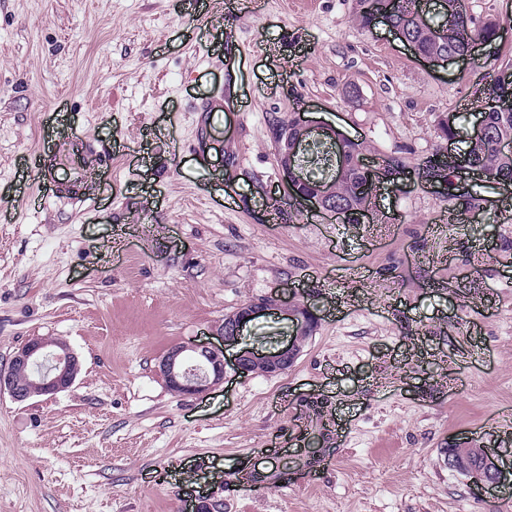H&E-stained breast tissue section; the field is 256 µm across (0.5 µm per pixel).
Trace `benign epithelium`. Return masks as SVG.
<instances>
[{
    "label": "benign epithelium",
    "mask_w": 512,
    "mask_h": 512,
    "mask_svg": "<svg viewBox=\"0 0 512 512\" xmlns=\"http://www.w3.org/2000/svg\"><path fill=\"white\" fill-rule=\"evenodd\" d=\"M328 135L336 137L335 130L301 119L294 121L290 136L285 138V147L278 154L282 184L286 190L295 184L303 187L301 191L290 190L289 201L298 206L332 213L348 223L361 224L364 215L328 204L334 179L308 180L294 163L299 150L307 143ZM373 171L374 175L367 184V190L373 196L384 180H392L401 191L415 184L414 174L406 170L388 173L377 166ZM269 311H280L288 316L291 323L289 336L276 341L273 348L261 353L254 347L241 346L243 328L259 314ZM315 326L316 317L308 303L289 301L276 293L244 305L222 324L220 335L224 346L240 347L232 363H226L224 351L220 348L187 343L170 349L161 358L158 369L172 391L186 395L202 394L223 383L228 365L236 374L244 377L250 375L256 365L263 366L268 374L281 373L288 370L299 357L304 341L313 333ZM80 370L78 355L64 339L37 337L18 347L8 368L0 370V394L6 393L19 403L35 396L53 398L74 384ZM480 450L482 465L478 469L469 468L464 459L452 453L447 455L446 465L463 472L472 490L483 495L500 484L506 468L496 451L484 446Z\"/></svg>",
    "instance_id": "benign-epithelium-1"
}]
</instances>
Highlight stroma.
<instances>
[{"label": "stroma", "mask_w": 512, "mask_h": 512, "mask_svg": "<svg viewBox=\"0 0 512 512\" xmlns=\"http://www.w3.org/2000/svg\"><path fill=\"white\" fill-rule=\"evenodd\" d=\"M238 2L0 0V369L42 336L81 361L53 399L0 395V512H512L444 463L512 406V198L459 224L383 189L349 224L284 198L265 120L415 170L486 107L512 0H467L508 31L444 67L356 0ZM277 292L318 319L293 367L169 389L170 348Z\"/></svg>", "instance_id": "obj_1"}]
</instances>
